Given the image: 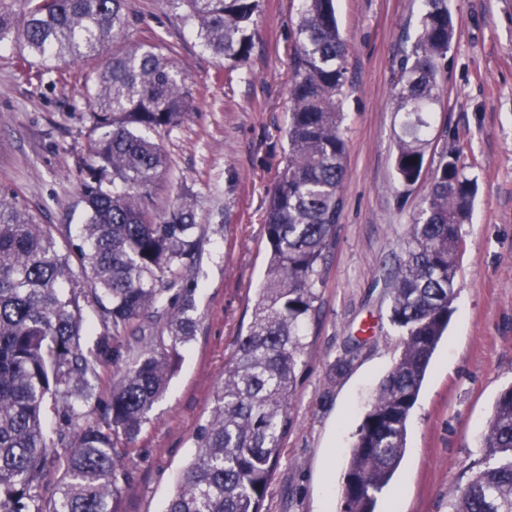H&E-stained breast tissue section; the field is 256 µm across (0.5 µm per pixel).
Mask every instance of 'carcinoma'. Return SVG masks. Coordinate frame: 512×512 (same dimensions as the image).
Listing matches in <instances>:
<instances>
[{
  "mask_svg": "<svg viewBox=\"0 0 512 512\" xmlns=\"http://www.w3.org/2000/svg\"><path fill=\"white\" fill-rule=\"evenodd\" d=\"M228 68L250 56L260 0H162ZM422 29L394 72L402 115L395 166L405 186L424 163L428 116L455 37L447 0H424ZM123 0H0V47L27 62L112 56L91 76V163L82 185L80 243L39 223L0 187V512H110L132 440L163 396L194 336L192 281L201 236L188 200L161 214L152 188L167 158L145 131H169L191 111L186 77L154 44L124 46ZM346 42L334 0H304L292 57L288 153L264 227L266 277L236 357L217 387L197 451L164 512H262L293 425L305 327L318 311L321 268L336 239L346 176ZM474 186L445 153L426 206L389 279L402 351L359 425L344 474L343 512H376L406 451L407 422L452 315L454 281ZM81 266L84 279L73 272ZM103 332L86 348L84 309ZM112 364L103 418L80 424L101 367ZM63 421L45 428L47 407ZM482 469L448 512H512V386L498 396L481 444ZM62 468L51 494L43 493Z\"/></svg>",
  "mask_w": 512,
  "mask_h": 512,
  "instance_id": "1",
  "label": "carcinoma"
}]
</instances>
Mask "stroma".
<instances>
[{
    "label": "stroma",
    "mask_w": 512,
    "mask_h": 512,
    "mask_svg": "<svg viewBox=\"0 0 512 512\" xmlns=\"http://www.w3.org/2000/svg\"><path fill=\"white\" fill-rule=\"evenodd\" d=\"M303 0H261L244 65L227 69L160 0H125L129 44L151 43L186 76L192 109L155 133L169 162L152 189L159 210L195 200L203 235L197 321L163 397L133 443L112 512H163L195 453L224 369L246 333L265 278L264 217L286 165L288 88ZM456 34L430 115L418 182L395 168L397 64L421 31L423 0H335L348 47L346 178L319 313L296 371L294 424L263 512H342L353 436L402 350L389 272L425 207L444 152L476 186L455 278L453 313L408 422L407 451L378 512H448L479 469L480 438L512 386V0H448ZM96 62L47 69L0 52V184L40 223L77 229L90 161L87 78Z\"/></svg>",
    "instance_id": "35a3bbf8"
}]
</instances>
